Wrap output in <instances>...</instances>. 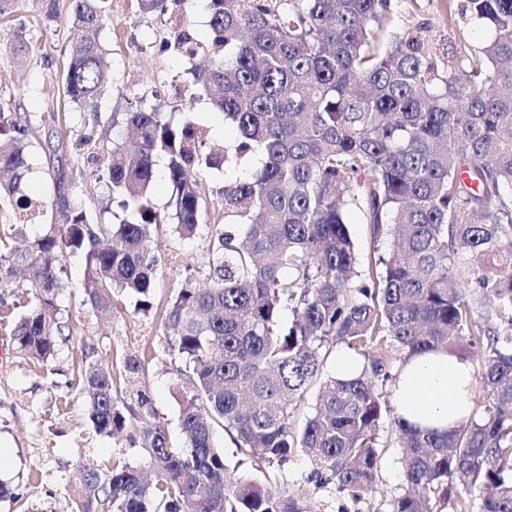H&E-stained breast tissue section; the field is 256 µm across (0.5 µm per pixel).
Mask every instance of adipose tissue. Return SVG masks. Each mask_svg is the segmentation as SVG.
<instances>
[{"mask_svg":"<svg viewBox=\"0 0 512 512\" xmlns=\"http://www.w3.org/2000/svg\"><path fill=\"white\" fill-rule=\"evenodd\" d=\"M469 362L445 350L412 358L392 387L400 414L420 429H453L473 411Z\"/></svg>","mask_w":512,"mask_h":512,"instance_id":"obj_1","label":"adipose tissue"}]
</instances>
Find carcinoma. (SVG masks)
Wrapping results in <instances>:
<instances>
[{
    "label": "carcinoma",
    "instance_id": "obj_1",
    "mask_svg": "<svg viewBox=\"0 0 512 512\" xmlns=\"http://www.w3.org/2000/svg\"><path fill=\"white\" fill-rule=\"evenodd\" d=\"M108 0H71L82 37L66 59L64 96L91 105L103 88ZM166 14L183 0H136ZM209 37L186 27L163 45L190 65L235 136L208 148L207 129L132 108L134 137H88V174L107 181L121 214L91 220L73 198L62 159L51 208L24 190L31 118L0 122V196L17 224H0V288L28 297L0 304L33 365L54 358L60 273L84 262L83 294L98 317L114 295L160 318L186 385L170 441L150 396L128 384L142 368L112 365L82 341L75 378L94 430L138 445L141 464L80 465L76 512H315L277 478L308 459L306 481L362 501L379 464L387 416L402 455L390 512H512V0L448 9V42L400 25L393 0H206ZM167 159L170 197H150L155 159ZM202 168L224 172L225 227L202 223ZM359 211L372 242L361 255L348 227ZM45 218L41 232L28 226ZM210 230L209 285L187 276L156 305L153 236ZM364 357L359 376L326 372L332 348ZM444 348L478 365L488 404L438 433L391 412L387 388L412 356ZM311 412L298 419L300 407ZM262 474H228L216 429Z\"/></svg>",
    "mask_w": 512,
    "mask_h": 512
}]
</instances>
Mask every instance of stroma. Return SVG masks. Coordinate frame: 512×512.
Returning a JSON list of instances; mask_svg holds the SVG:
<instances>
[{
  "label": "stroma",
  "mask_w": 512,
  "mask_h": 512,
  "mask_svg": "<svg viewBox=\"0 0 512 512\" xmlns=\"http://www.w3.org/2000/svg\"><path fill=\"white\" fill-rule=\"evenodd\" d=\"M403 25L429 24L431 34L448 28L444 0H396ZM59 18L47 25L41 20L43 0H14L9 19L0 20V110L25 112L32 117L29 133L31 173L26 188L42 198H52L47 156L48 134L58 121H66L62 155L76 172V200L91 213L111 208L103 183L84 176L87 136L111 138L123 133L124 125H113V114L126 111L130 102L145 99L164 112L190 113L209 131L212 147L223 148L226 139L224 117L212 109L202 93L187 96L193 84L187 65L174 52L158 53L154 44L167 37L172 19L167 15L140 14L133 0H112L103 39L109 50L108 69L102 95L96 107L70 109L63 99L62 74L68 52L79 41V32L70 21V0H57ZM25 25L31 53L16 54L12 49L13 31ZM144 52H137V45ZM184 96H176V89ZM213 240L202 234L184 241L162 230L156 234L153 249L163 263L156 279L157 295L166 298L186 274L205 284L207 261ZM83 265L79 258H68L62 276L58 318L63 334L48 373L36 372L18 350L10 352V369L0 375V482L15 494L0 500V512H74L76 504L71 485L80 462L109 465L121 460L138 464L141 456L128 441H117L96 434L88 425L86 400L73 386L81 361L82 341L93 342L106 360L153 346L155 357L146 359L138 385L151 395L154 409L172 439H179L180 401L175 386L178 365L165 348V338L157 317L135 309L132 297H115L111 324L100 323L83 302ZM379 468L369 494L373 505L386 512L401 482L400 449L391 425L379 432ZM307 462L296 456L283 472L288 490L318 512H337L341 498L335 487L314 488L305 479Z\"/></svg>",
  "instance_id": "obj_1"
}]
</instances>
